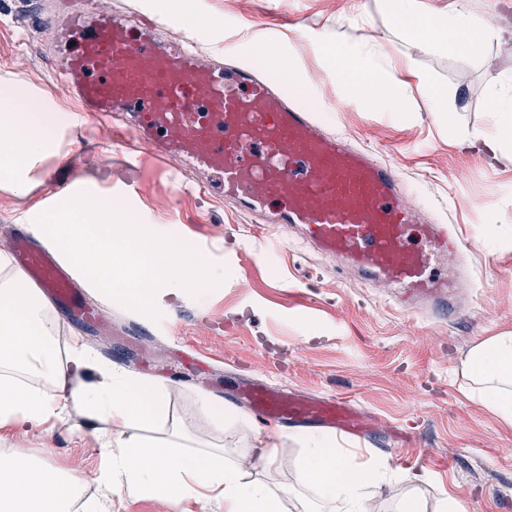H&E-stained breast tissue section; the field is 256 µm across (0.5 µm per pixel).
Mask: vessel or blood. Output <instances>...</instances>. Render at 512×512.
Listing matches in <instances>:
<instances>
[{
  "mask_svg": "<svg viewBox=\"0 0 512 512\" xmlns=\"http://www.w3.org/2000/svg\"><path fill=\"white\" fill-rule=\"evenodd\" d=\"M45 26L60 53V80L85 114L126 116L116 138H137L155 157L221 175L225 200L245 212L262 216L276 204L264 227L270 247L296 231L301 243L365 279L399 288L401 305L446 307L459 283L440 269L460 249L456 226L421 221L396 171L328 133L285 82L247 63L214 67L190 48L160 44L154 21L142 20L134 33L112 13L90 16L80 0H56ZM11 254L71 315L95 320L52 255L25 238L13 241ZM238 398L270 426L324 427L347 437L373 428L346 396L265 381Z\"/></svg>",
  "mask_w": 512,
  "mask_h": 512,
  "instance_id": "obj_1",
  "label": "vessel or blood"
}]
</instances>
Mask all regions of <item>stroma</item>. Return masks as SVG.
I'll return each instance as SVG.
<instances>
[{"mask_svg": "<svg viewBox=\"0 0 512 512\" xmlns=\"http://www.w3.org/2000/svg\"><path fill=\"white\" fill-rule=\"evenodd\" d=\"M90 11L149 14L161 21V43H183L188 33L164 0H84ZM224 17L223 30L195 40L204 58L223 61L233 50L273 77L287 78L297 103L315 112L328 131L375 150L407 182L412 200L428 217L459 225L469 247L466 288L452 300L454 313H408L393 305L390 289L368 285L346 266L295 242L269 252L254 216L224 202L216 191L180 192L186 178L175 169L140 173L135 189L115 184L123 162L142 158L135 141H114L110 126L87 118L62 127L63 161L44 162L57 186L73 172L111 191L139 224L200 246L222 239L209 253L222 283L199 296L181 293L159 304L171 316L169 331L154 319L106 295L81 289L95 308L94 322L74 320L59 331L60 348L79 340L94 364L82 379L98 382V366L111 365L160 384L168 395L160 436L188 428L199 449L220 446L225 456L256 455L278 444L272 472L279 488L296 487L300 447L287 436L252 421L255 440L217 430L201 402L231 400L249 380L286 384L329 396L349 395L375 420V434L360 447L363 457L391 470L428 471L423 503L449 494L462 512H512V426L466 394L462 363L481 339L512 330V242L486 240V227L512 228V162L489 167L483 156L448 139L432 89L455 96L461 121H486V68L512 76V41L482 44L474 55L419 50L380 0H198ZM45 0H0V74L11 72L39 88L52 85L58 60L37 20ZM377 45L393 80L407 84L398 112L374 108L338 85L325 56L328 40ZM46 183L29 195L0 188V248L24 234L27 211L48 198ZM48 434L0 430V453L19 452L75 476L81 494L71 512L98 498L105 465L98 437L112 428L68 401ZM108 512H224L206 496L173 504L134 486L115 487Z\"/></svg>", "mask_w": 512, "mask_h": 512, "instance_id": "35a3bbf8", "label": "stroma"}]
</instances>
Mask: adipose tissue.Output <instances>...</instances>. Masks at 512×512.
Listing matches in <instances>:
<instances>
[{
    "mask_svg": "<svg viewBox=\"0 0 512 512\" xmlns=\"http://www.w3.org/2000/svg\"><path fill=\"white\" fill-rule=\"evenodd\" d=\"M392 13L423 48L441 47L451 53H477L482 43L512 38V26L487 25L473 17L467 0H452L447 13L420 14L410 0H390ZM327 60L336 80L358 96L391 106L406 91L393 84L391 94L379 96L377 86L391 79L369 45L327 44ZM488 103L484 124L449 122L448 135L463 150H475L489 162L512 157V79L487 74ZM0 186L18 195L32 189L41 164L66 153L47 122L50 95L7 74L0 77ZM57 321L52 307L12 266L0 250V428L17 426L44 431L63 412L67 400L81 402L91 417H107L109 433L100 436L107 466L99 477L104 492L119 481L135 485L143 494L162 495L178 502L206 491L223 500L224 512H282L283 492L271 483L246 480V462L211 451H193L188 434L140 440L137 430L151 429L166 413L162 387L126 373L102 369L101 382L81 381L90 368L88 353L72 343L68 365L57 360L53 340ZM469 395L502 423L512 425V331L476 344L466 362ZM54 383L51 394L25 382V375ZM303 450L296 481L313 491L321 512H368L369 487L380 466L345 452L335 436L315 430L292 433ZM80 494L78 480L44 464L26 462L23 455L0 456V512H69Z\"/></svg>",
    "mask_w": 512,
    "mask_h": 512,
    "instance_id": "1",
    "label": "adipose tissue"
}]
</instances>
